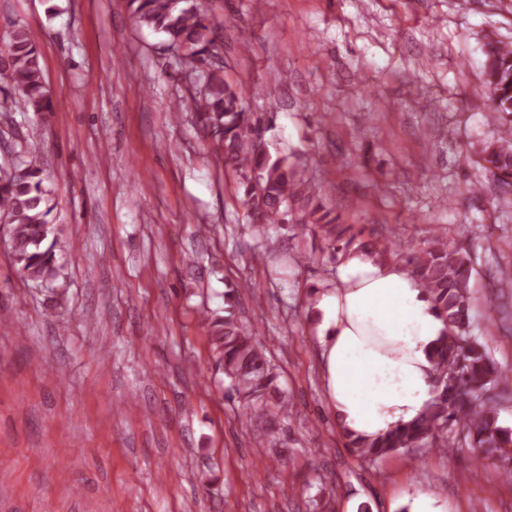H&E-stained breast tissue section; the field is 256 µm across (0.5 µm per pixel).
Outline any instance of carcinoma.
I'll use <instances>...</instances> for the list:
<instances>
[{
	"label": "carcinoma",
	"mask_w": 512,
	"mask_h": 512,
	"mask_svg": "<svg viewBox=\"0 0 512 512\" xmlns=\"http://www.w3.org/2000/svg\"><path fill=\"white\" fill-rule=\"evenodd\" d=\"M126 8L139 27L160 34L165 45L180 50L175 62L181 67L192 68L196 60L220 54L219 25L198 8L196 0H126ZM484 47L487 102L500 126L496 138L472 144L468 159L508 187L512 185V49L494 38ZM0 62L22 93L26 111H53L40 51L26 27L8 32ZM246 98L244 89L228 82L215 64L203 74L191 108L224 168L243 187L241 203L249 217L260 224H279L288 205L297 204L333 253L346 256L363 251L390 258L393 245L389 241H364L361 233L353 232V225L336 223L330 212L313 203L310 189L288 157L273 155L266 143L255 140ZM53 210V190L35 162L0 166V217L7 223L14 264L28 280L48 283L56 276L58 235ZM408 263L446 325L433 356L434 397L415 422L374 441L350 435L349 445L359 458L378 461L400 450L432 448L448 454L465 444L475 450L478 463H500V473L511 480L512 428L500 424L498 412L506 396L501 384L507 375L489 346L474 333L472 258L437 234L424 248L410 253ZM237 293L234 287L224 292V316L209 322V342L222 364L227 390L243 403L246 423L256 425V445L268 448L281 442V419L292 408L251 325L234 310Z\"/></svg>",
	"instance_id": "cac0c4a2"
}]
</instances>
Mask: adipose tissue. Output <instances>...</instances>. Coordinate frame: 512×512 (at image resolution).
Listing matches in <instances>:
<instances>
[{"mask_svg":"<svg viewBox=\"0 0 512 512\" xmlns=\"http://www.w3.org/2000/svg\"><path fill=\"white\" fill-rule=\"evenodd\" d=\"M315 308L341 429L374 440L418 419L433 397L432 350L445 323L403 265L346 257Z\"/></svg>","mask_w":512,"mask_h":512,"instance_id":"adipose-tissue-1","label":"adipose tissue"}]
</instances>
